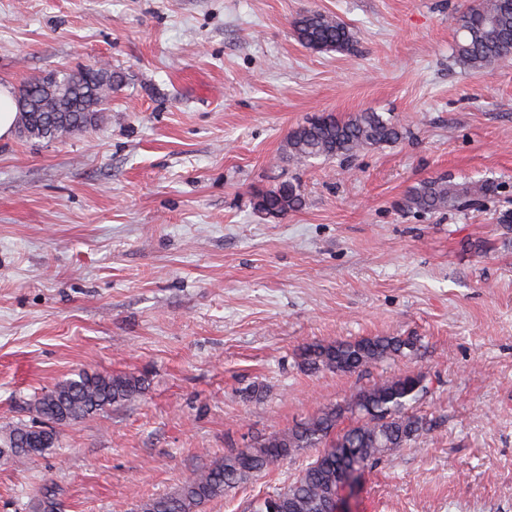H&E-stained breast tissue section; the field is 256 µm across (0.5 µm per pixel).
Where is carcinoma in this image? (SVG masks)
<instances>
[{
    "mask_svg": "<svg viewBox=\"0 0 512 512\" xmlns=\"http://www.w3.org/2000/svg\"><path fill=\"white\" fill-rule=\"evenodd\" d=\"M457 33L452 62L463 70H490L512 61V0H471L448 17ZM296 39L315 52H342L355 43L352 29L335 16L306 11L293 22ZM122 80L110 65L84 67L55 75V83L37 77L21 85L18 123L30 139L55 141L80 132L102 118L104 106ZM407 130L398 122L372 111L342 119L324 113L288 133L283 152L305 165L315 158H351L364 150L402 140ZM502 184L495 179L457 183L440 177L424 181L403 198L402 209L421 214L458 210L497 199ZM302 205L297 187L283 181L254 196V208L271 218H283ZM410 337L373 336L355 341L313 344L301 354L310 371L343 373L365 371L395 357L412 355ZM147 389L141 376L103 375L83 371L78 378L58 384L31 403L35 419L15 425L4 439L14 459H31L53 447L54 425L77 422L114 405L131 403ZM426 376L403 375L375 383L349 397L345 405L324 408L281 434H262L251 444L196 471L177 491L145 501L140 512H202L210 501L264 472L271 464L304 448L318 453L283 488L253 501L250 512H329L340 490L339 471L351 466L363 473L369 465L405 447L424 429L412 411L426 393ZM355 421L336 433L340 418ZM41 512H59L53 488L39 491Z\"/></svg>",
    "mask_w": 512,
    "mask_h": 512,
    "instance_id": "obj_1",
    "label": "carcinoma"
}]
</instances>
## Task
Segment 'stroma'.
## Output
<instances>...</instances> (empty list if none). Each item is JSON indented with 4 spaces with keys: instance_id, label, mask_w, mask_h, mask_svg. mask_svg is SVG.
<instances>
[{
    "instance_id": "stroma-1",
    "label": "stroma",
    "mask_w": 512,
    "mask_h": 512,
    "mask_svg": "<svg viewBox=\"0 0 512 512\" xmlns=\"http://www.w3.org/2000/svg\"><path fill=\"white\" fill-rule=\"evenodd\" d=\"M469 0H0V83L98 61L125 75L103 119L55 141L0 138V435L82 370L133 374L135 402L0 459V512H139L204 463L373 383L421 374L426 429L367 469L350 512H512V209L431 215L419 183H512V63L452 65ZM309 10L354 32L302 46ZM379 112L401 141L282 157L307 119ZM297 185L276 219L253 194ZM414 337L412 357L309 373L312 344ZM280 461L204 512H247L313 456ZM292 28L296 39L315 52L347 51L356 42L352 29L324 12L306 11L292 22Z\"/></svg>"
}]
</instances>
